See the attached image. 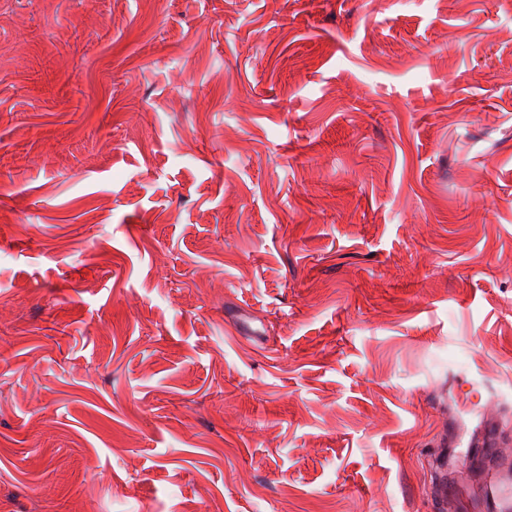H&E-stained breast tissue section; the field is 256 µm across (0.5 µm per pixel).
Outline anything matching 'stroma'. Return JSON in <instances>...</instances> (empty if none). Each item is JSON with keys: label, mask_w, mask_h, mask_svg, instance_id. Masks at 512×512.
Segmentation results:
<instances>
[{"label": "stroma", "mask_w": 512, "mask_h": 512, "mask_svg": "<svg viewBox=\"0 0 512 512\" xmlns=\"http://www.w3.org/2000/svg\"><path fill=\"white\" fill-rule=\"evenodd\" d=\"M482 420L512 0H0V512H458Z\"/></svg>", "instance_id": "1"}]
</instances>
